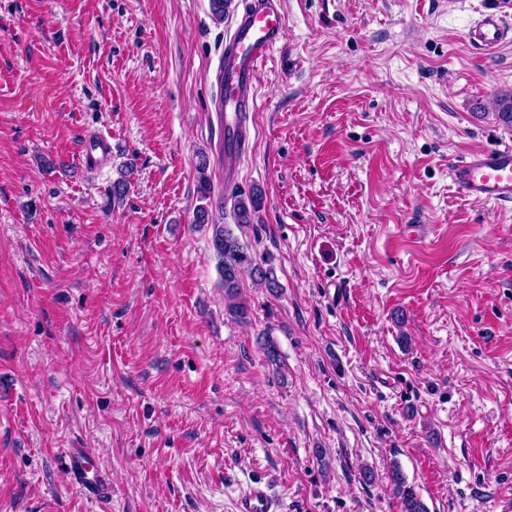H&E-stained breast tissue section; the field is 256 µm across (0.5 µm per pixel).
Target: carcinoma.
I'll return each mask as SVG.
<instances>
[{
	"label": "carcinoma",
	"instance_id": "carcinoma-1",
	"mask_svg": "<svg viewBox=\"0 0 512 512\" xmlns=\"http://www.w3.org/2000/svg\"><path fill=\"white\" fill-rule=\"evenodd\" d=\"M492 107L496 119L511 127L512 94L495 96L492 100ZM208 167L209 160L207 156H200L197 165V193L203 200L209 199L211 194L210 180L207 176ZM133 168V162L126 163L124 170L121 171V176L112 181V200L119 202L126 196L130 185L127 173ZM232 200L233 219L234 223L238 225L253 223L255 214L263 206V195L259 191H251L247 194L235 193L232 195ZM194 223L207 225L212 231V245L219 261L227 311L239 320L247 319L249 316L248 305L239 298L240 281L243 273H250L259 285L272 293L278 288L272 270L257 263L227 225L213 221L208 207L204 205L197 207L194 214ZM389 479L393 494L400 500L401 512H427L415 488L407 483L399 467L395 466L391 469Z\"/></svg>",
	"mask_w": 512,
	"mask_h": 512
}]
</instances>
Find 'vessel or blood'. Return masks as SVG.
I'll return each instance as SVG.
<instances>
[{
	"mask_svg": "<svg viewBox=\"0 0 512 512\" xmlns=\"http://www.w3.org/2000/svg\"><path fill=\"white\" fill-rule=\"evenodd\" d=\"M508 29L498 7L480 14L468 32V39L479 50L490 52L505 42ZM284 36L282 0H241L235 30L224 42L220 61L218 98L223 99L224 115V184L234 186L238 179L237 161L247 148L240 136L245 115L256 105L255 78L259 67ZM112 157L111 136L96 133L83 145L86 165L99 168ZM452 184L461 196L483 203H512V144L472 151L450 162ZM71 479L93 496L103 499L111 493L106 470L86 449L66 452ZM276 503L262 482L253 481L236 499L234 512H275Z\"/></svg>",
	"mask_w": 512,
	"mask_h": 512,
	"instance_id": "obj_1",
	"label": "vessel or blood"
}]
</instances>
